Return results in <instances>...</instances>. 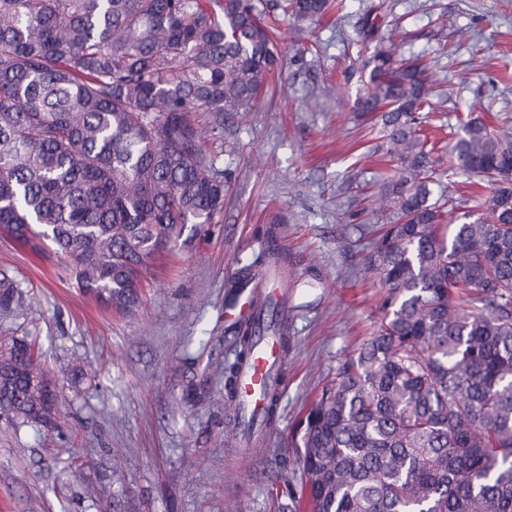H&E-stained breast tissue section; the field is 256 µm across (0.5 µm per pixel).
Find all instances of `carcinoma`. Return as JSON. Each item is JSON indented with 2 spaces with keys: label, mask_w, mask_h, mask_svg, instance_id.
I'll list each match as a JSON object with an SVG mask.
<instances>
[{
  "label": "carcinoma",
  "mask_w": 512,
  "mask_h": 512,
  "mask_svg": "<svg viewBox=\"0 0 512 512\" xmlns=\"http://www.w3.org/2000/svg\"><path fill=\"white\" fill-rule=\"evenodd\" d=\"M344 0H272L297 25ZM280 49L254 0H0V228L45 245L82 291L135 312L141 277L188 225L224 211V169L199 112H246ZM358 111L383 113L395 170L375 183L391 214L366 258L381 319L299 425L310 512H512V135L469 119L450 168L489 183L481 214L442 233L419 134L429 65L378 46ZM277 225L251 268L285 265ZM28 308L0 273V318ZM277 321L235 330L238 363ZM32 343L0 342V418L51 417Z\"/></svg>",
  "instance_id": "obj_1"
}]
</instances>
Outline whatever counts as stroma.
Masks as SVG:
<instances>
[{
	"mask_svg": "<svg viewBox=\"0 0 512 512\" xmlns=\"http://www.w3.org/2000/svg\"><path fill=\"white\" fill-rule=\"evenodd\" d=\"M384 19L403 56L430 62L431 107L423 126L452 224L473 221L468 176L448 169L451 132L482 118L512 129V0H346L340 13L295 35L279 23L283 69L249 111L224 117L219 164L229 191L203 235L185 231L161 256L127 317L84 294L57 257L0 231V270L29 291V311L0 320V339H36L59 404L47 425L13 430L0 419V512H103L90 486L112 467L125 475L123 512H279L274 481L299 484L298 424L337 367L375 329L379 285L360 267L386 218L365 194L389 170L380 114L356 102L373 44L364 14ZM281 227L288 291L286 381L279 426L238 460L216 367L233 362L224 296L250 265L267 225ZM123 454L104 464L107 449ZM86 465V483L62 481Z\"/></svg>",
	"mask_w": 512,
	"mask_h": 512,
	"instance_id": "35a3bbf8",
	"label": "stroma"
}]
</instances>
